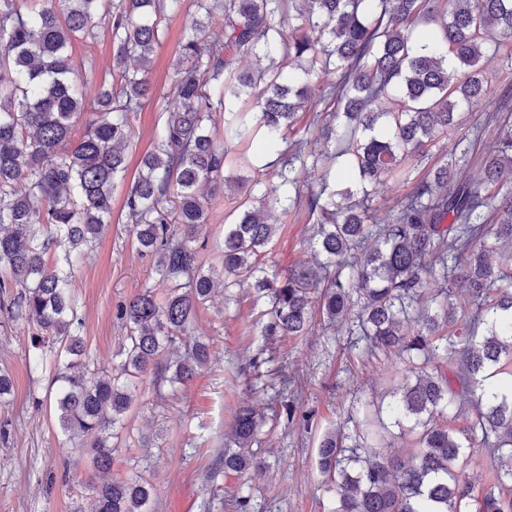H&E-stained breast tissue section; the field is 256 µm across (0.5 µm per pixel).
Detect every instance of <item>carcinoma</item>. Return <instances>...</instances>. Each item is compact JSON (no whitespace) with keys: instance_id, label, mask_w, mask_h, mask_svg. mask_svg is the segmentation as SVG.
<instances>
[{"instance_id":"carcinoma-1","label":"carcinoma","mask_w":512,"mask_h":512,"mask_svg":"<svg viewBox=\"0 0 512 512\" xmlns=\"http://www.w3.org/2000/svg\"><path fill=\"white\" fill-rule=\"evenodd\" d=\"M191 8L195 33L180 46L153 147L124 202L167 294L159 299L146 288L119 309L128 336L120 361L101 371L81 336L76 261L112 217L130 117L151 93L161 24ZM291 9L300 26L286 34L272 17ZM217 18L224 38L209 41L202 33ZM101 21L116 45L115 83L93 60L85 76H74L70 60L73 40L95 38ZM423 24L434 25L433 48L417 42ZM488 43L512 64V0H0V298L11 321L35 329L32 365L57 384L62 434L91 441L94 471L103 475L93 484L92 512H152L149 480L108 477L113 439L137 383L152 374L175 389L208 363L204 342L182 355L174 348L219 279L267 304L257 320L267 341L303 335L317 312L331 326L352 313L346 332L358 355L400 363L403 381L377 421L358 410L352 430L320 439L319 469L334 492L329 512H512V115L507 100L493 98L492 75L480 64ZM261 50L279 61L233 72L237 59ZM255 91L259 111L227 110L226 102ZM317 96L336 105L312 119L332 165L321 167L309 141H298L277 171L279 186L257 207L246 197L224 225L220 264L204 265L195 242L211 198L198 188L214 194L231 184L227 167L238 148L259 133L264 148L276 147ZM385 99L393 109L375 111ZM462 106L485 108L499 123L478 178L462 175L475 131L453 142L397 210L377 218L367 185L407 176L424 146L459 124ZM221 111L220 133L207 121ZM336 164L357 172L361 191L331 186ZM173 189L180 205L170 219L161 201ZM300 203L317 259L269 275L260 254L277 225L262 211L288 213ZM490 239L499 245L494 262ZM429 283L435 293L421 308ZM270 374L279 389L267 410L309 428L313 412L285 399L299 397L301 381L282 365ZM465 399L466 426L441 423ZM265 419L256 406H239L224 437V473L263 470L253 445ZM376 423L412 437L415 449L369 451ZM478 448L499 454L487 486L459 478Z\"/></svg>"}]
</instances>
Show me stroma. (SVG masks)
<instances>
[{"label":"stroma","mask_w":512,"mask_h":512,"mask_svg":"<svg viewBox=\"0 0 512 512\" xmlns=\"http://www.w3.org/2000/svg\"><path fill=\"white\" fill-rule=\"evenodd\" d=\"M192 23L193 14L186 10L162 25L164 37L151 74L154 95L132 118L133 138L126 151L129 174H136L142 156L153 146L158 111ZM69 53L74 70H81L91 56L100 71L111 72L110 29L99 25L94 40H75ZM476 125L482 129L476 154L492 149L495 123L485 111L463 110L459 125L428 146L416 176L440 165L452 143ZM127 188L122 182L113 191L112 221L96 248L82 256L73 279L84 321L82 336L99 368L115 362L127 336L125 323L116 316L118 305L157 281L152 256L138 247L125 222ZM241 201L232 187L216 197L199 234L205 262H217L224 226L237 215ZM268 221L278 227L265 257L269 271L284 274L311 261V232L304 214L274 211ZM260 311L245 291L228 295L216 287L200 307L191 333L181 339L185 346L198 339L209 341L210 360L201 374L175 392L150 376L139 384L111 473L117 480L138 474L150 478L157 488L155 512H228L224 502L237 493L249 495L250 512H326L330 494L316 462L321 436L346 424L351 407L374 411L389 401L398 382L394 368L383 359L366 361L351 352L346 331L335 333L317 324L305 335L275 342L276 361L302 380L301 400L315 412L314 427L306 431L267 421L255 449L269 470L242 478L225 474L221 457L233 410L264 398L261 387L244 373L263 344L256 324ZM31 336V326L0 312V371L13 381L11 396L0 403V424L10 430L8 438H0V512H91L93 469L81 452L86 441L78 439L75 453L60 447L57 418L47 398L51 377L29 363Z\"/></svg>","instance_id":"35a3bbf8"}]
</instances>
